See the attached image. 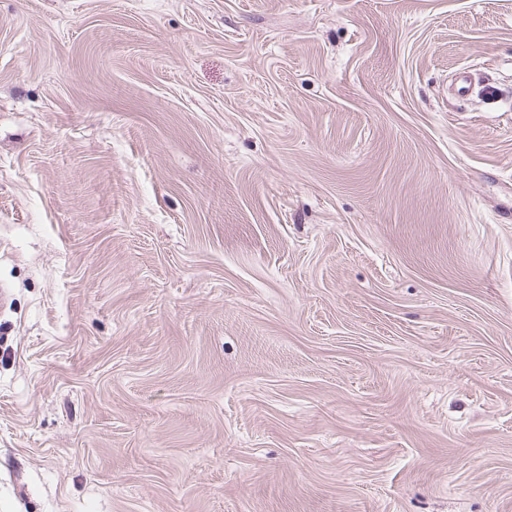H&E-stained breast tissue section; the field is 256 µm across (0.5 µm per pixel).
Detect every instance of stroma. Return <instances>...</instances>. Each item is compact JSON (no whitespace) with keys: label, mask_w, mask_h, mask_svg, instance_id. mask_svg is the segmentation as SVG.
<instances>
[{"label":"stroma","mask_w":512,"mask_h":512,"mask_svg":"<svg viewBox=\"0 0 512 512\" xmlns=\"http://www.w3.org/2000/svg\"><path fill=\"white\" fill-rule=\"evenodd\" d=\"M0 512H512V0H0Z\"/></svg>","instance_id":"obj_1"}]
</instances>
